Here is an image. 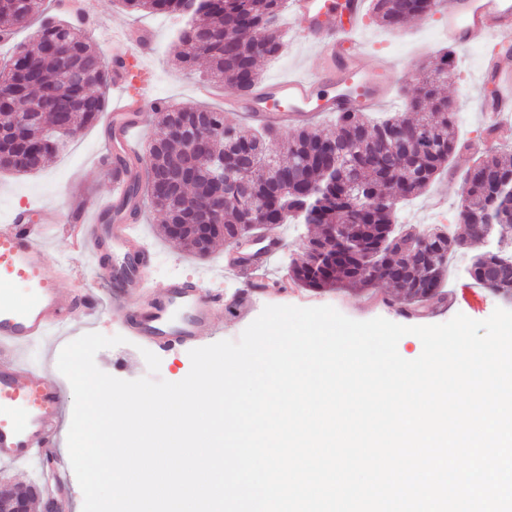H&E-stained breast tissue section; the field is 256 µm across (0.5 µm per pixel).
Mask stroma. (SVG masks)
I'll list each match as a JSON object with an SVG mask.
<instances>
[{
  "instance_id": "obj_1",
  "label": "stroma",
  "mask_w": 512,
  "mask_h": 512,
  "mask_svg": "<svg viewBox=\"0 0 512 512\" xmlns=\"http://www.w3.org/2000/svg\"><path fill=\"white\" fill-rule=\"evenodd\" d=\"M98 25L88 38L103 57L115 52L112 44L114 30L131 25H145L156 34L157 51L148 61V93L150 99L167 103L198 104L223 111L224 99L233 95L232 85H213L208 96H200L197 88L203 82L204 63L183 68L175 59L172 32L178 26L177 18L146 12L131 13L118 0H92ZM280 22L287 33L281 54L262 62L261 78L268 81L292 71L309 72L318 64L314 49L298 40L296 20L281 14ZM367 61L388 59L393 65L392 91L387 104L373 110L372 118L380 119L403 111L405 103L418 86L420 66H435L443 51L450 49L441 32L437 15L414 19L402 31L393 33L365 12L357 32ZM495 41L481 46L453 50L457 74L448 80L444 93L458 104L456 132L459 138L469 140L470 150L458 152L450 162V170L432 183L410 203L403 206L402 223L411 227L436 224L463 233L460 207L465 191L464 176L480 156L504 149L501 141L489 139L482 119L481 105L488 98L490 88L483 85L484 58L494 52ZM109 127L105 121L81 129L39 172L29 175L0 173V221L8 220L15 211L37 214L43 207L53 206L70 212L75 207L89 205L112 192L114 178L112 165L105 158V143ZM162 215L153 209H143L137 221L140 231L154 245L155 259L146 276L148 286L155 287L172 278L203 279L205 284L223 293L225 300H241L240 312L222 315L224 339L238 340L243 331L269 305L297 307L331 306L343 315L358 321L382 317L405 326L441 324L456 314L474 320L488 318L495 308L512 309V302L492 295L483 287L474 286L465 270L473 254L482 252V245L457 253L451 260L446 288L447 301L427 310L420 317L407 316L394 298L391 288L379 284L367 290L341 288L321 293L288 284V267L300 261L304 253V229L298 224H284L279 228L285 247L270 259L267 271L271 284L254 292H247L243 281L227 273L233 249L229 244L217 243L212 254L198 259L164 238ZM48 261L61 285L80 294L96 295L101 312L93 323L82 316L73 319V334L81 336L98 332L107 336H124L123 344L100 350L95 356L97 367L123 380H135L148 374V367L140 352L144 339L131 335L126 326L112 315V306L98 285L93 271L80 252H66L63 243L51 244Z\"/></svg>"
}]
</instances>
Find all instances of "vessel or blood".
<instances>
[{
    "label": "vessel or blood",
    "instance_id": "b4317fda",
    "mask_svg": "<svg viewBox=\"0 0 512 512\" xmlns=\"http://www.w3.org/2000/svg\"><path fill=\"white\" fill-rule=\"evenodd\" d=\"M292 17L301 19L299 36L313 46L321 61L305 75L264 82L249 92L225 100L228 111L269 127L302 124L317 114L364 112L379 106L391 93L385 60L370 63L355 34L363 16L364 0H288ZM436 14L449 43L469 48L493 37L512 35V0H437ZM483 76L495 86L482 112L503 137L512 136V70L493 61ZM146 93L124 95L112 116V154L134 151L133 132L139 129ZM129 175H121L111 195L65 217L54 207L42 209L38 219L16 213L0 224V461L24 466L53 456L44 485L48 497L69 483L73 469L68 457L57 454V438L64 415L63 383L39 372L26 360L33 344L51 336H66L75 313L93 318V297L77 302L65 291L47 258V243L63 237L67 248L89 253L100 266L101 251L110 248L123 259L122 283L112 291V312L140 337L160 351L219 335L224 313L222 295L203 288L200 281L174 279L144 296L142 276L152 249L137 225L104 223L103 217L123 200ZM284 245L281 236L268 237L256 262L243 263L250 288L265 282L271 257ZM23 292H14V283Z\"/></svg>",
    "mask_w": 512,
    "mask_h": 512
}]
</instances>
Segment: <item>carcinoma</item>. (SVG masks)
I'll return each instance as SVG.
<instances>
[{
    "mask_svg": "<svg viewBox=\"0 0 512 512\" xmlns=\"http://www.w3.org/2000/svg\"><path fill=\"white\" fill-rule=\"evenodd\" d=\"M130 12L149 11L181 19L176 30L177 60L209 63L207 77L239 92L259 83L258 66L282 49L278 20L282 0H120ZM435 0H372V14L398 32L413 18L433 13ZM45 0H0V19L13 28L39 18L31 45L0 66V172L26 175L57 154L55 130L72 133L98 121L106 109L112 73L99 67L101 54L83 31L64 20L45 18ZM448 78V59L426 78L406 112L380 121L365 112H345L326 133L302 128L293 135L245 132L224 113L195 105L155 106L159 134L149 145L144 184L134 180L120 208L139 209L140 191L165 215L167 238L199 258L219 239L270 232L282 224H303L306 259L288 275L300 287L366 289L385 283L412 311L441 304L449 257L483 240L484 224L512 225V154H492L464 177L465 233L438 227L415 229L397 223L400 204L420 195L448 171L453 155L465 149L455 135L456 102L438 94ZM204 128L207 149L188 150ZM404 134L411 151L375 160L387 135ZM183 164L188 174L167 190L156 181ZM224 164V188L214 183ZM509 253L489 248L466 269L482 287L512 299ZM33 483L0 485V512L16 498H36Z\"/></svg>",
    "mask_w": 512,
    "mask_h": 512,
    "instance_id": "obj_1",
    "label": "carcinoma"
}]
</instances>
